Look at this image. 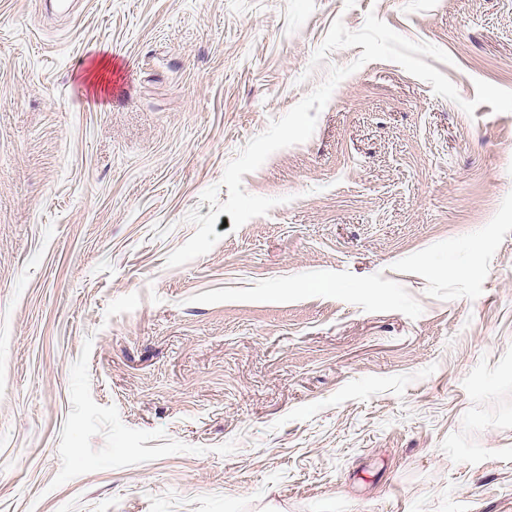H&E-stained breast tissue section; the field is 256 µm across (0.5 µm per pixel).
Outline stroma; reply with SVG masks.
I'll use <instances>...</instances> for the list:
<instances>
[{
  "label": "stroma",
  "instance_id": "stroma-1",
  "mask_svg": "<svg viewBox=\"0 0 512 512\" xmlns=\"http://www.w3.org/2000/svg\"><path fill=\"white\" fill-rule=\"evenodd\" d=\"M370 12L512 91V0H0V512H512V112L366 63L166 264Z\"/></svg>",
  "mask_w": 512,
  "mask_h": 512
}]
</instances>
